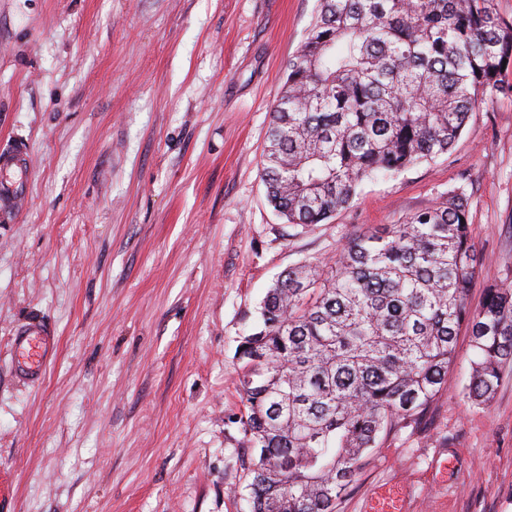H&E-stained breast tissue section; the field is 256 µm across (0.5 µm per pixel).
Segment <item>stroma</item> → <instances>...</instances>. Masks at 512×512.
Returning <instances> with one entry per match:
<instances>
[{
	"mask_svg": "<svg viewBox=\"0 0 512 512\" xmlns=\"http://www.w3.org/2000/svg\"><path fill=\"white\" fill-rule=\"evenodd\" d=\"M317 0H0V512H246L236 349L273 279L463 188L480 265L468 306L512 283V98H487L444 155L365 181L322 224L267 203L266 132ZM56 329L37 387L13 332ZM363 459L336 512L397 487L403 512H512V367Z\"/></svg>",
	"mask_w": 512,
	"mask_h": 512,
	"instance_id": "35a3bbf8",
	"label": "stroma"
}]
</instances>
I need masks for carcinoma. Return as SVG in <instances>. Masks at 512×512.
<instances>
[{
    "instance_id": "obj_1",
    "label": "carcinoma",
    "mask_w": 512,
    "mask_h": 512,
    "mask_svg": "<svg viewBox=\"0 0 512 512\" xmlns=\"http://www.w3.org/2000/svg\"><path fill=\"white\" fill-rule=\"evenodd\" d=\"M512 20L493 0H317L272 107L261 177L290 224H321L363 181L446 154L487 95L512 97ZM480 258L466 195L356 234L268 290L237 348L250 512H335L361 461L448 388L461 326L467 395L512 363V285L467 306Z\"/></svg>"
}]
</instances>
